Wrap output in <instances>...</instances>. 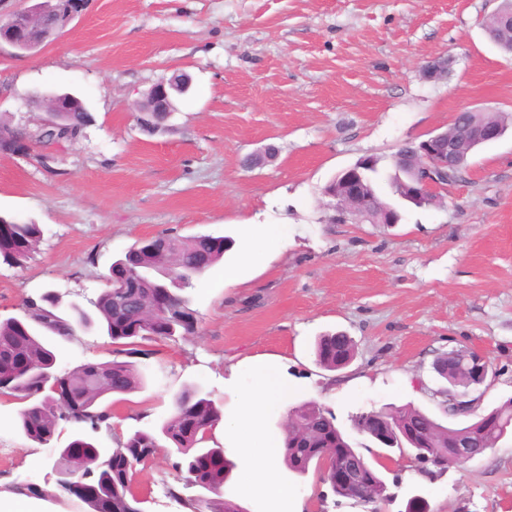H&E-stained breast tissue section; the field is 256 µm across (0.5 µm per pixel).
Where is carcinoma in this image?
Here are the masks:
<instances>
[{
    "label": "carcinoma",
    "instance_id": "cac0c4a2",
    "mask_svg": "<svg viewBox=\"0 0 512 512\" xmlns=\"http://www.w3.org/2000/svg\"><path fill=\"white\" fill-rule=\"evenodd\" d=\"M88 112H63L58 126L76 141L87 127ZM167 112H151L143 116L141 127L148 133L166 127ZM399 195L392 178L382 180L381 168H373L365 191L383 200L382 185ZM40 225L19 222L9 217L0 220V258L9 265L21 266L29 259L40 241ZM232 246L224 236L200 235L184 239L155 236L135 243L110 268L107 286L91 301L93 312L78 306L60 311L56 296L46 292L39 300L25 301L24 315L0 318V395L19 401L18 428L28 440L44 445L51 441L62 423L78 425L84 432L112 428V408L105 399L128 394L145 383V376L134 359L148 358L151 351L138 347V340L172 341L178 336H193L199 331L196 312L183 291L194 287V280L219 262ZM103 327L115 350L124 359L88 362L64 373V391L57 394L45 376L51 375L55 355L43 342L50 333L72 337L76 328L93 323ZM319 364L334 371L346 365L354 355L352 341L334 334L317 343ZM463 354L455 351L439 359L436 371L456 390L466 379L461 362ZM26 362L37 372L28 376L19 372ZM376 416L392 423L398 436V450H403V437L411 435L425 442V447L440 456L448 454L460 440L451 429L424 412L413 408H382ZM223 418L221 407L209 394L197 387L183 389L175 398L174 411L156 431H136L118 439L114 448H98L78 436L56 450L55 461L70 475L77 476L87 487L82 498V512H143L142 500L133 493V469L116 470L112 461L124 458L136 466L153 458L162 443H167L177 460L172 468L184 474L185 486L198 493L183 496L175 490L170 495L186 512H238L224 500V482L231 463L224 449L209 446L211 431ZM512 423V399L490 411L485 425L475 430L478 447L485 440L500 437L504 427ZM284 462L288 468L305 474L320 457L341 448L358 453L336 426L333 414L316 401L302 402L288 411L284 424ZM59 493H49L31 485H10L4 490L37 498H69L65 483H56Z\"/></svg>",
    "mask_w": 512,
    "mask_h": 512
}]
</instances>
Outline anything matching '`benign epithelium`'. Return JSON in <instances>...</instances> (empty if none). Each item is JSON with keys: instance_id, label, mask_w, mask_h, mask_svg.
Listing matches in <instances>:
<instances>
[{"instance_id": "7a95c632", "label": "benign epithelium", "mask_w": 512, "mask_h": 512, "mask_svg": "<svg viewBox=\"0 0 512 512\" xmlns=\"http://www.w3.org/2000/svg\"><path fill=\"white\" fill-rule=\"evenodd\" d=\"M52 12L44 0L20 10L14 11L7 18L0 17V50L8 47L17 55L34 54L52 38L58 36L67 24L75 17L76 11L71 10L63 23L53 32L41 29L40 19ZM189 88L187 77L171 78L156 82L146 93L144 100L136 103L138 112H161L170 110L173 91ZM76 97L69 93H46L42 98V107L47 112V119L37 126V129H46L53 124L54 115L57 112L70 111ZM452 123L464 128L465 139L470 143V148L479 149L501 139L504 131L499 123L486 115V113L465 108L454 115ZM32 143L28 141L18 142L10 134H0V154L9 153L27 156L30 154ZM464 160V148L457 137L449 130L431 132L419 142L418 150L414 155L396 152L393 162L402 168H409L418 172L415 182L411 183L412 195L418 199H426L439 195L440 191L448 186V175L458 172L462 168ZM373 166L372 159L365 157L353 166L336 175L324 190L326 196L334 200L335 221L347 223L368 222L370 224H397L399 220L388 207L374 204L365 196L362 185L365 171ZM467 386L481 385L485 382L489 365L484 356L469 352L466 354ZM437 395L446 398V413L454 416H468L474 412V400L470 399V393L448 392L441 390ZM493 445L487 444L482 448L471 447L469 438H464L455 448L453 459L471 461L484 454ZM327 480L332 487L339 489L348 487L355 482L362 486L370 485L369 474L362 473L361 467L353 465L341 451L336 457L322 458Z\"/></svg>"}]
</instances>
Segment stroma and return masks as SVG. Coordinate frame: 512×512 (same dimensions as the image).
<instances>
[{"label":"stroma","instance_id":"1","mask_svg":"<svg viewBox=\"0 0 512 512\" xmlns=\"http://www.w3.org/2000/svg\"><path fill=\"white\" fill-rule=\"evenodd\" d=\"M500 0H82L65 31L37 54L0 53V117L36 127L46 114L37 92H70L94 117L83 135L42 166L0 155V213L40 224L35 253L21 267L0 262V315L52 291L88 307L110 268L137 241L158 235H224L222 260L187 289L197 335L159 346L138 361L143 388L112 398V427L92 434L100 448L157 429L184 388L209 393L225 413L243 384L232 366L274 356L293 392L314 400L370 465L385 449L359 435L357 413L394 406L444 425L433 369L454 350L486 356L490 371L472 396L482 414L512 398V130L479 149L438 204L401 209L394 225L338 224L325 185L366 155L391 169L400 145L446 129L470 106L512 115V56L483 25ZM448 59V73L424 66ZM186 74L166 132L149 135L135 103L159 79ZM275 147L247 168L249 155ZM282 224L288 244L249 255L247 229ZM344 332L352 361L329 371L318 338ZM55 374L112 358L100 328L51 337ZM19 403L0 397V500L8 485L54 489L57 429L39 445L17 429ZM282 480L304 512H512V436L462 465L422 467L403 458L381 468L387 497L360 504L335 495L322 471ZM133 489L144 512H183L184 491L166 451L137 466Z\"/></svg>","mask_w":512,"mask_h":512}]
</instances>
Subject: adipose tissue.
<instances>
[{"label":"adipose tissue","mask_w":512,"mask_h":512,"mask_svg":"<svg viewBox=\"0 0 512 512\" xmlns=\"http://www.w3.org/2000/svg\"><path fill=\"white\" fill-rule=\"evenodd\" d=\"M239 373L248 379L249 387L238 412L224 421V435L236 449L240 478L236 493L263 503L265 512H303L302 501L278 479L276 467L283 456L284 437L265 428L266 419L281 412L288 402V381L271 357L244 361Z\"/></svg>","instance_id":"1"}]
</instances>
